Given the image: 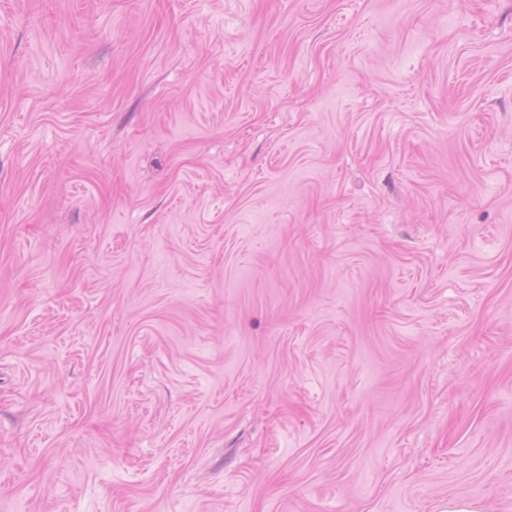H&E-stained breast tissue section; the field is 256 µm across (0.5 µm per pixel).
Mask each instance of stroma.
<instances>
[{"label": "stroma", "mask_w": 512, "mask_h": 512, "mask_svg": "<svg viewBox=\"0 0 512 512\" xmlns=\"http://www.w3.org/2000/svg\"><path fill=\"white\" fill-rule=\"evenodd\" d=\"M512 512V0H0V512Z\"/></svg>", "instance_id": "stroma-1"}]
</instances>
